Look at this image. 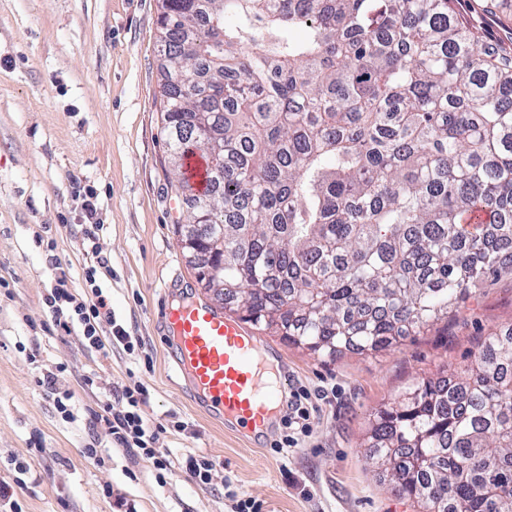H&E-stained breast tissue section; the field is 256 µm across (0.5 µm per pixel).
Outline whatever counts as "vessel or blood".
<instances>
[{"instance_id": "1", "label": "vessel or blood", "mask_w": 512, "mask_h": 512, "mask_svg": "<svg viewBox=\"0 0 512 512\" xmlns=\"http://www.w3.org/2000/svg\"><path fill=\"white\" fill-rule=\"evenodd\" d=\"M178 369L197 395L248 431H264L277 407L279 386L253 336L203 299L166 309Z\"/></svg>"}]
</instances>
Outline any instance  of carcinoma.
<instances>
[{
	"label": "carcinoma",
	"mask_w": 512,
	"mask_h": 512,
	"mask_svg": "<svg viewBox=\"0 0 512 512\" xmlns=\"http://www.w3.org/2000/svg\"><path fill=\"white\" fill-rule=\"evenodd\" d=\"M450 2L161 0L171 161L206 160L187 220L224 225L241 321L376 354L512 275V52ZM364 447L420 512H512V327L376 410Z\"/></svg>",
	"instance_id": "cac0c4a2"
}]
</instances>
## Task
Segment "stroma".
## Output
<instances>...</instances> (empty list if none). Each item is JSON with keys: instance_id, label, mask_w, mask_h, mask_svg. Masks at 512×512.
<instances>
[{"instance_id": "obj_1", "label": "stroma", "mask_w": 512, "mask_h": 512, "mask_svg": "<svg viewBox=\"0 0 512 512\" xmlns=\"http://www.w3.org/2000/svg\"><path fill=\"white\" fill-rule=\"evenodd\" d=\"M483 4L453 0L452 9L483 40L512 48V20ZM160 5L0 0V482L11 484L23 512H113L115 495L127 512H233L245 497L266 512H417L371 470L362 446L371 415L416 379L465 368L489 334L512 325V277L485 284L459 316L376 356L318 357L256 332L280 361L284 395L328 394L288 453L273 449L283 421L248 436L209 412L177 369L163 321L166 306L202 291L174 232L187 204L162 131ZM91 219L103 226L93 243L83 233ZM100 255L109 265L88 284L85 270ZM61 269L77 297L101 287L139 349L116 344L102 355L79 332L57 330L45 298ZM49 372L54 385H41ZM92 372L98 380L85 386ZM137 383L147 388L146 418L184 424L158 436L173 462L162 476L151 460L110 447L92 418ZM64 394L71 423L55 408ZM105 447L102 465L82 454ZM192 451L215 462L210 484L186 472ZM19 463L26 474H17Z\"/></svg>"}]
</instances>
